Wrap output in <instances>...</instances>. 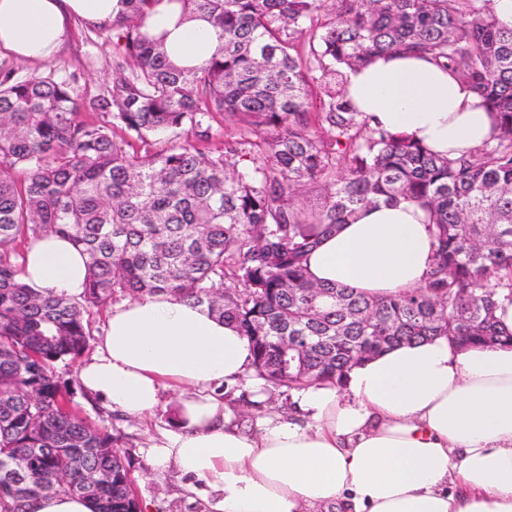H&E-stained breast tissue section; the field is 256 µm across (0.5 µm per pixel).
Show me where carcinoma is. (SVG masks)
Here are the masks:
<instances>
[{
  "label": "carcinoma",
  "mask_w": 512,
  "mask_h": 512,
  "mask_svg": "<svg viewBox=\"0 0 512 512\" xmlns=\"http://www.w3.org/2000/svg\"><path fill=\"white\" fill-rule=\"evenodd\" d=\"M207 20L220 47L173 64L145 31L157 5ZM120 62L93 94L54 72L0 66V505L23 512L62 470L94 512H141L121 435L78 417L57 374L92 337L91 309L169 294L234 323L254 376L279 392L342 383L395 345H512V26L494 0H123ZM420 53L469 84L497 118L493 140L443 158L369 127L345 69ZM87 113L102 115L88 121ZM226 138L215 150L214 127ZM22 170L23 182L14 179ZM319 191L316 202L304 198ZM417 202L435 230L424 286L368 297L312 281L320 239L382 200ZM70 237L87 256L81 299L20 277V245ZM306 344L284 349V342ZM230 408L257 406L237 387ZM94 471L109 479L93 481Z\"/></svg>",
  "instance_id": "1"
}]
</instances>
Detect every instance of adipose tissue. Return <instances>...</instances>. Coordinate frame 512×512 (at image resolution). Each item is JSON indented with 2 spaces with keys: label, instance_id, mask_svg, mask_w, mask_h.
I'll return each instance as SVG.
<instances>
[{
  "label": "adipose tissue",
  "instance_id": "1",
  "mask_svg": "<svg viewBox=\"0 0 512 512\" xmlns=\"http://www.w3.org/2000/svg\"><path fill=\"white\" fill-rule=\"evenodd\" d=\"M121 0H0V54L54 57L77 18L101 25ZM168 31L180 65L198 64L218 41L202 20L174 26L166 6L147 20ZM344 92L370 126L413 136L454 158L489 141L494 120L453 72L411 54L346 70ZM434 233L422 208L401 198L360 210L312 252L318 282L382 297L423 285ZM86 257L68 238L27 248L21 277L70 298L85 288ZM246 337L208 310L166 295L113 306L78 378L92 397L146 418L178 390L174 427L150 449L175 467L204 512H512V347L457 349L436 337L401 344L353 366L342 386L295 395L299 415L232 427L216 394L251 369Z\"/></svg>",
  "mask_w": 512,
  "mask_h": 512
}]
</instances>
